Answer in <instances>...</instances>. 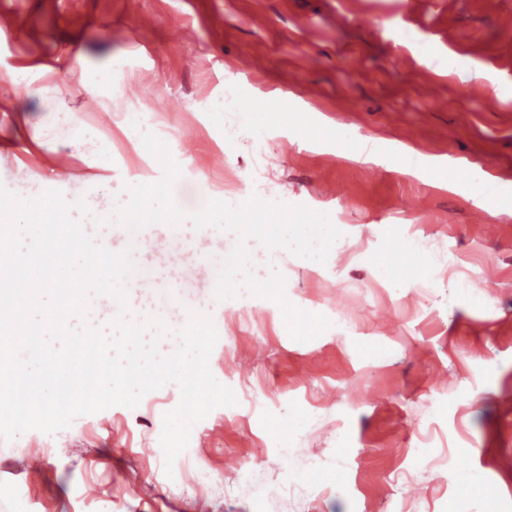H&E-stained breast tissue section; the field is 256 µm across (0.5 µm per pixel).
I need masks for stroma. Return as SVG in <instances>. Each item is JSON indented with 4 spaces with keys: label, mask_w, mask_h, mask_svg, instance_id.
I'll list each match as a JSON object with an SVG mask.
<instances>
[{
    "label": "stroma",
    "mask_w": 512,
    "mask_h": 512,
    "mask_svg": "<svg viewBox=\"0 0 512 512\" xmlns=\"http://www.w3.org/2000/svg\"><path fill=\"white\" fill-rule=\"evenodd\" d=\"M151 29L138 25L142 14ZM512 0H0V106L39 125L72 119L112 144L113 195L160 170L149 131L193 158L184 213L251 195L328 213L341 238L325 264L251 242L257 278L347 320L293 340L280 308L238 290L209 358L237 403L196 423L166 466L162 420L176 383L55 434L0 440V512H512ZM64 108L26 95L40 64ZM123 60L110 73L109 60ZM110 74L112 95L81 73ZM494 75L478 97L473 73ZM354 150L359 163L342 160ZM410 154L418 176L388 172ZM62 176L90 156L53 144L0 151ZM481 168L493 213L471 212ZM454 179L455 191L441 189ZM420 266L400 272L403 257ZM43 466L29 470L26 461ZM261 485H254L255 473Z\"/></svg>",
    "instance_id": "obj_1"
}]
</instances>
